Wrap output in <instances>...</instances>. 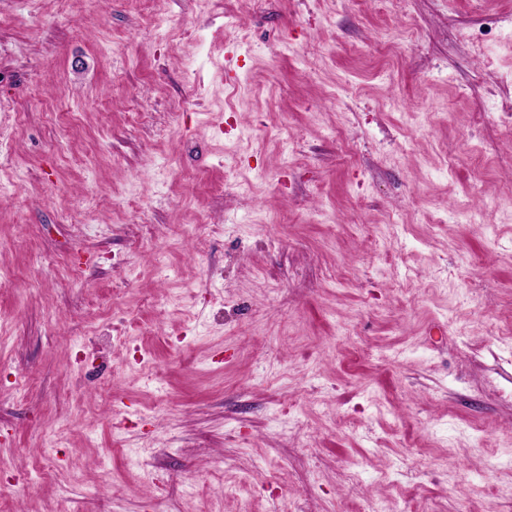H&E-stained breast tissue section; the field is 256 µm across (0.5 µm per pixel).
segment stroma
Masks as SVG:
<instances>
[{
	"instance_id": "stroma-1",
	"label": "stroma",
	"mask_w": 512,
	"mask_h": 512,
	"mask_svg": "<svg viewBox=\"0 0 512 512\" xmlns=\"http://www.w3.org/2000/svg\"><path fill=\"white\" fill-rule=\"evenodd\" d=\"M0 268V512H512V0H0Z\"/></svg>"
}]
</instances>
